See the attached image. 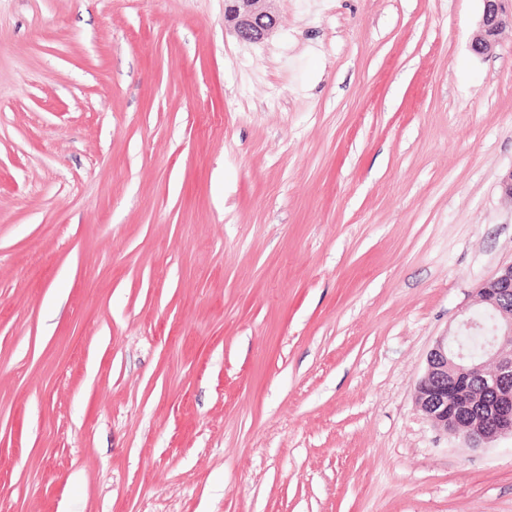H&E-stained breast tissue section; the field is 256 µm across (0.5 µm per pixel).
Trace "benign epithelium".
<instances>
[{"mask_svg": "<svg viewBox=\"0 0 512 512\" xmlns=\"http://www.w3.org/2000/svg\"><path fill=\"white\" fill-rule=\"evenodd\" d=\"M273 0H224V20L246 42L265 39L276 19ZM479 31L472 41L477 54L490 52L504 24L500 0H484ZM476 305L495 320L492 340L476 359L461 335L441 337L427 356L418 385L419 408L434 426L463 435L470 445L512 436V263L499 267L476 288Z\"/></svg>", "mask_w": 512, "mask_h": 512, "instance_id": "obj_1", "label": "benign epithelium"}]
</instances>
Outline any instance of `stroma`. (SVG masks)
Segmentation results:
<instances>
[{"mask_svg": "<svg viewBox=\"0 0 512 512\" xmlns=\"http://www.w3.org/2000/svg\"><path fill=\"white\" fill-rule=\"evenodd\" d=\"M0 0V512H512L419 410L512 262L484 0ZM271 2L274 0H225L224 20L232 25L240 40L262 41L276 23L269 7Z\"/></svg>", "mask_w": 512, "mask_h": 512, "instance_id": "obj_1", "label": "stroma"}]
</instances>
